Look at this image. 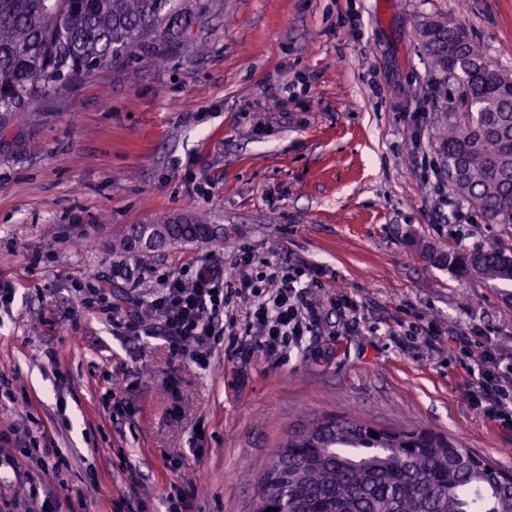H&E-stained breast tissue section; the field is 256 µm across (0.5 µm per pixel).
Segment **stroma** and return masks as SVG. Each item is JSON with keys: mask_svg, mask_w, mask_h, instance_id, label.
Returning <instances> with one entry per match:
<instances>
[{"mask_svg": "<svg viewBox=\"0 0 512 512\" xmlns=\"http://www.w3.org/2000/svg\"><path fill=\"white\" fill-rule=\"evenodd\" d=\"M164 67L136 60L42 99L0 131V433L31 421L67 461L90 512H165L171 485L195 512H253L289 424L321 414L455 436L512 470V424L469 384L492 344L512 365V282L434 264L431 251L512 250V225L441 211L436 77L421 16L462 18L512 70V0H200ZM224 227L149 260L113 250L131 225ZM320 270L322 313L279 357L239 336L207 368L160 340L119 339L74 305L105 278L128 306L157 275L232 266L242 249ZM439 337L426 344L422 329ZM58 354L50 363L47 352ZM119 410L104 409L106 391Z\"/></svg>", "mask_w": 512, "mask_h": 512, "instance_id": "stroma-1", "label": "stroma"}]
</instances>
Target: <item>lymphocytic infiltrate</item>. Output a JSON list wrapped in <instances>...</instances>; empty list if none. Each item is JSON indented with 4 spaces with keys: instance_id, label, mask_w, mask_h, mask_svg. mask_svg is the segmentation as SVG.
<instances>
[{
    "instance_id": "lymphocytic-infiltrate-1",
    "label": "lymphocytic infiltrate",
    "mask_w": 512,
    "mask_h": 512,
    "mask_svg": "<svg viewBox=\"0 0 512 512\" xmlns=\"http://www.w3.org/2000/svg\"><path fill=\"white\" fill-rule=\"evenodd\" d=\"M252 263L253 256L246 251L236 260L235 272L230 276L225 275L220 263L198 266L188 279L160 275L158 289L143 294L138 312L125 314L119 306L108 305L112 330L120 338L148 331L162 341L172 358H188L204 367L221 338L235 326L230 306L249 299L254 310L244 335L259 337L260 348L271 353L300 347L317 319L308 284L303 280L304 270L284 271L269 262L253 274L249 271ZM149 317L156 320L150 328L144 325ZM482 357L488 367L474 383L471 398L486 405L490 412L505 413L512 406V374L499 370L491 348H484ZM22 456L36 463L59 486H66L57 449L36 447L29 433L14 437L11 447L0 448V491L23 483L26 474L18 462ZM0 512H88V508L82 493L62 502L52 492L32 485L21 496L7 498L0 494Z\"/></svg>"
}]
</instances>
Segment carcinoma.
<instances>
[{
    "instance_id": "cac0c4a2",
    "label": "carcinoma",
    "mask_w": 512,
    "mask_h": 512,
    "mask_svg": "<svg viewBox=\"0 0 512 512\" xmlns=\"http://www.w3.org/2000/svg\"><path fill=\"white\" fill-rule=\"evenodd\" d=\"M193 0H0V125L86 75L162 60L158 40L182 37ZM416 37L436 91L447 96L436 152L459 201L491 224H512V71L493 64L458 18L422 17ZM218 226L134 224L113 249L150 253L206 242ZM434 262L512 281L505 249L452 251ZM377 436H371V432ZM512 512L506 473L430 429L322 415L288 429L259 477L255 512Z\"/></svg>"
}]
</instances>
